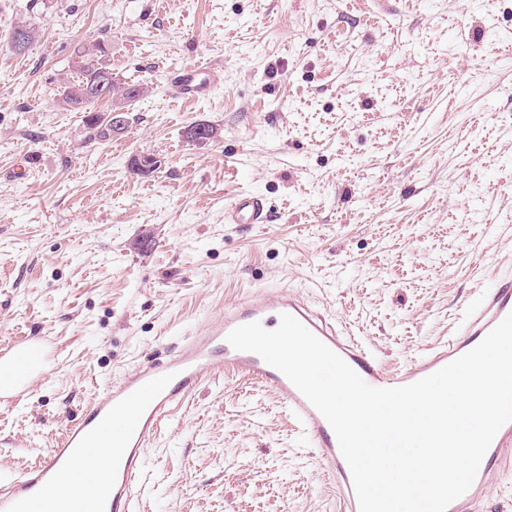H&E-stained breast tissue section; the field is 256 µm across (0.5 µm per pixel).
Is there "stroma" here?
Wrapping results in <instances>:
<instances>
[{
  "label": "stroma",
  "instance_id": "stroma-1",
  "mask_svg": "<svg viewBox=\"0 0 512 512\" xmlns=\"http://www.w3.org/2000/svg\"><path fill=\"white\" fill-rule=\"evenodd\" d=\"M28 23L26 53L0 39V343L54 356L0 402L2 482L238 295L301 292L394 367L512 263V0H0V30ZM97 39L146 89L103 142L60 101ZM206 63L220 85L175 100L169 74ZM238 192L270 223H225ZM314 453L271 391L213 372L137 512H338Z\"/></svg>",
  "mask_w": 512,
  "mask_h": 512
}]
</instances>
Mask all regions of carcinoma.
Segmentation results:
<instances>
[{
	"mask_svg": "<svg viewBox=\"0 0 512 512\" xmlns=\"http://www.w3.org/2000/svg\"><path fill=\"white\" fill-rule=\"evenodd\" d=\"M105 52L104 43L100 40L84 48L79 54V61H77L79 71L77 81L65 88L62 93V104L65 109L73 112H88V115L85 116L86 126L90 130L91 136L100 141L111 139L112 131L99 114L87 111L88 104L101 99V95L89 96L85 93V89L96 85L103 79L106 65H104L102 57L105 56ZM106 79L105 95L111 99H117L120 102V107L126 112L144 95L145 88L141 84L125 83L119 86L113 77L110 76Z\"/></svg>",
	"mask_w": 512,
	"mask_h": 512,
	"instance_id": "obj_1",
	"label": "carcinoma"
}]
</instances>
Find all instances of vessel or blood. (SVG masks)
<instances>
[{
  "label": "vessel or blood",
  "mask_w": 512,
  "mask_h": 512,
  "mask_svg": "<svg viewBox=\"0 0 512 512\" xmlns=\"http://www.w3.org/2000/svg\"><path fill=\"white\" fill-rule=\"evenodd\" d=\"M219 77L214 67L195 65L174 71L169 81L177 97L196 100L207 96ZM225 218L231 224H265L269 211L260 196L238 193L231 197ZM284 313L297 318L369 386H402L459 358L512 313V269L500 271L491 286L467 306L447 341L393 369L380 364L293 290L271 288L256 299L243 297L225 303L223 314L187 336L179 351L136 367L84 406L55 447L0 486V512H68L73 506L82 512H135L149 445L171 412L203 383L207 372L223 368L240 372L277 395L307 434L318 464L336 483L341 512H359L350 470L327 420L281 372L255 353L234 349L226 340L234 328L253 321L275 329ZM49 358L47 346L33 339L0 348V399L12 401L26 395V379L41 374ZM102 443L112 447L111 454L98 461L102 481L76 485L73 477L84 454ZM511 469L512 422L498 431L470 488L449 504L447 512H480L486 486Z\"/></svg>",
  "instance_id": "1"
}]
</instances>
